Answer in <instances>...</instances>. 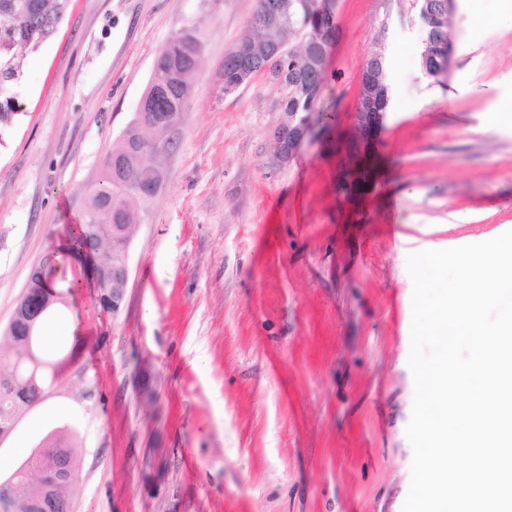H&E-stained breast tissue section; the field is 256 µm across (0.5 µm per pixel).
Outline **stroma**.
Returning a JSON list of instances; mask_svg holds the SVG:
<instances>
[{
	"instance_id": "obj_1",
	"label": "stroma",
	"mask_w": 512,
	"mask_h": 512,
	"mask_svg": "<svg viewBox=\"0 0 512 512\" xmlns=\"http://www.w3.org/2000/svg\"><path fill=\"white\" fill-rule=\"evenodd\" d=\"M256 0H70L27 51L0 128V329L31 271L83 220L169 38L203 52L162 188L139 212L117 312L91 273L52 323L59 378L0 440V480L73 436L74 512H402L413 451L410 254L512 230V0H456L452 68L420 66L416 0H336L321 109L336 125L285 164L282 91H224ZM392 59L368 180L345 189L361 79Z\"/></svg>"
}]
</instances>
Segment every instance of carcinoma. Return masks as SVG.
Here are the masks:
<instances>
[{"instance_id": "obj_1", "label": "carcinoma", "mask_w": 512, "mask_h": 512, "mask_svg": "<svg viewBox=\"0 0 512 512\" xmlns=\"http://www.w3.org/2000/svg\"><path fill=\"white\" fill-rule=\"evenodd\" d=\"M24 6L15 11L12 26L0 28V127L10 123L12 116L23 108L15 86L19 78V53L33 49L49 38L58 26V19L66 11L68 0H21ZM279 0H257V7L250 28L257 33L247 38L254 51L253 66L260 70L270 66L273 72L284 71L282 111L297 112L309 117L311 131L331 130V114L318 109L328 83L325 66L327 49L332 41H320L318 13L321 0H292L288 14L281 25L272 32L257 28L256 21L265 7ZM433 0H420L419 17L424 32L421 61H426L438 51V42L451 41L450 21L435 18ZM300 36L301 43L318 42L320 60L312 68L304 52L289 47V54L278 59L271 46L285 44L290 35ZM202 53V44L194 29L175 33L159 52L154 62L155 77L143 96L135 122L112 145L104 162L103 180L87 194L83 222L76 225L66 250L71 254L91 258L94 267L120 263L121 251L112 242V225L137 223L138 210L142 203L153 197L142 184L143 176L150 168L162 169V159L174 151L170 144L169 120L172 114L184 116L190 107V89ZM243 66L230 50L224 56V81L232 82ZM149 123L145 131L146 140L138 133L140 121ZM25 306L29 313L42 321L55 311V306L64 302L59 282L51 287L41 283L26 289ZM0 351L11 353L7 361H0V414H19L21 409L36 400L33 391L27 389V381L35 376L42 386L55 381L64 359L47 357L44 342L38 330L28 332V323L12 324L10 331L0 330ZM17 376L21 385L9 392L3 380ZM55 454L62 467L46 473H37L34 468H19L17 478L24 481L29 498L35 499L46 487H55L58 499L53 504L54 512H74L73 493L77 481V453L70 439L59 435L51 438L40 450Z\"/></svg>"}]
</instances>
